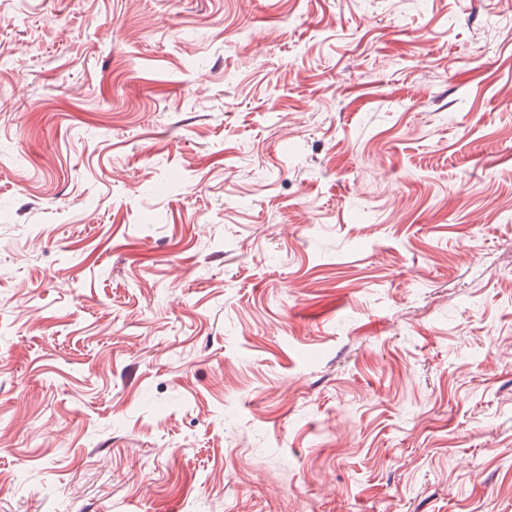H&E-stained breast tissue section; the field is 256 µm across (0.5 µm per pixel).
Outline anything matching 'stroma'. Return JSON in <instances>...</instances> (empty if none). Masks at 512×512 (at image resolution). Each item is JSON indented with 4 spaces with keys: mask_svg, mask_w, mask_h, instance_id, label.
Listing matches in <instances>:
<instances>
[{
    "mask_svg": "<svg viewBox=\"0 0 512 512\" xmlns=\"http://www.w3.org/2000/svg\"><path fill=\"white\" fill-rule=\"evenodd\" d=\"M0 512H512V0H0Z\"/></svg>",
    "mask_w": 512,
    "mask_h": 512,
    "instance_id": "1",
    "label": "stroma"
}]
</instances>
